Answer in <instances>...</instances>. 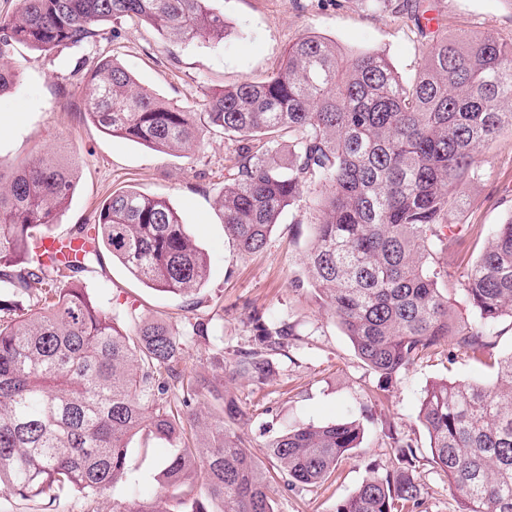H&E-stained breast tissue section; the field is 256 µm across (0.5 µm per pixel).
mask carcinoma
<instances>
[{
    "instance_id": "obj_1",
    "label": "carcinoma",
    "mask_w": 512,
    "mask_h": 512,
    "mask_svg": "<svg viewBox=\"0 0 512 512\" xmlns=\"http://www.w3.org/2000/svg\"><path fill=\"white\" fill-rule=\"evenodd\" d=\"M209 2L19 0L0 17V55L13 44L81 47L127 19L170 43L222 40L224 14ZM89 73L84 108L104 133L163 154L198 151L206 131L236 142L235 177L217 203L240 253L266 246L303 188L315 193L309 284L381 389L449 340L485 355L488 330L512 319V215L456 280L471 318L444 294L452 246L477 229L455 221L482 176L477 154L512 132V42L438 30L405 81L384 56L347 54L309 33L266 79L211 91L195 111L140 87L113 60L91 62ZM20 76L1 63L0 91ZM284 136L288 155L276 160ZM76 178V162L49 152L0 170V484L22 500L47 496L58 512H70L72 496L81 512H274L273 485H323L360 446L358 423L280 430L256 454L224 380L184 377L186 332L110 308L77 280L104 249L148 287L191 297L207 260L165 199L115 190L69 239L70 259L34 260V239L52 235ZM251 321L252 347L227 362L219 348L214 362L263 384L298 332L286 320ZM492 367L489 385L431 382L417 412L429 456L388 430L391 467L368 469L333 512H416L426 462L447 473L458 512H512V353ZM202 397L212 409L193 407ZM140 433L172 448L154 475L159 492L100 507L127 482L128 443Z\"/></svg>"
}]
</instances>
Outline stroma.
Segmentation results:
<instances>
[{"instance_id": "35a3bbf8", "label": "stroma", "mask_w": 512, "mask_h": 512, "mask_svg": "<svg viewBox=\"0 0 512 512\" xmlns=\"http://www.w3.org/2000/svg\"><path fill=\"white\" fill-rule=\"evenodd\" d=\"M211 5L223 13L228 28L221 41L173 44L149 26L129 20L118 25L112 38L59 54L20 44L9 47L5 58L21 68L22 79L0 91V165L13 166L39 151L61 150L76 157V189L53 227L58 236L92 223L97 208L120 188L165 198L181 215L209 264L208 279L196 295L185 299L149 288L105 252L79 275L105 305L117 301L137 316L178 328L198 319L208 322L228 357L251 344L250 315L295 323L300 338L277 356L271 380L254 384L239 379L229 389L244 411L243 429L254 439L268 426L277 430L360 423L363 441L341 462L333 483L281 487L273 494L275 512H332L338 500L359 487L367 467L389 466L385 424L426 448L427 436L416 413L427 385L445 377L489 380V358H473L445 343L432 356L407 366L388 391H380L377 374L356 355L336 318L310 287L292 285L303 273L312 238L308 199L283 213L262 251L239 254L215 205L231 173L234 143L208 133L199 152L185 158L98 131L82 112L85 63L96 57L115 60L143 88L192 110L205 93L246 78H265L279 67L289 44L314 32L345 52L385 55L407 80L418 72L426 35L434 26L452 34L489 31L512 41V0H421L423 15L417 21L406 12L407 0H212ZM478 162L482 177L466 193L462 220L478 225L482 234L455 243L452 260L457 269L476 259L483 237L512 213V133L482 148ZM169 453L164 441L135 437L129 444L130 474L122 494L154 495L153 476ZM419 480L425 512H457L442 470L424 465Z\"/></svg>"}]
</instances>
